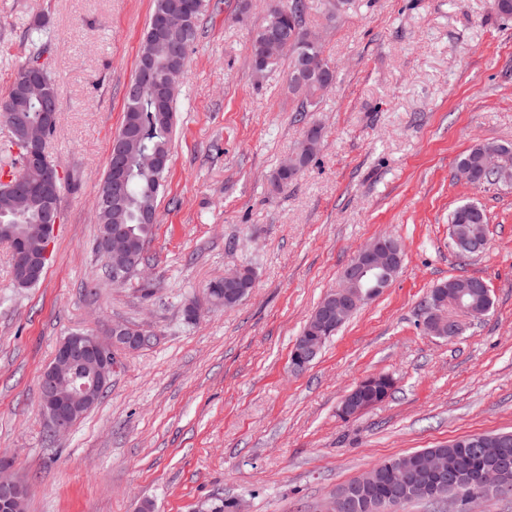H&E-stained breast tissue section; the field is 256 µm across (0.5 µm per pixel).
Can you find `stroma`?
Listing matches in <instances>:
<instances>
[{
    "mask_svg": "<svg viewBox=\"0 0 512 512\" xmlns=\"http://www.w3.org/2000/svg\"><path fill=\"white\" fill-rule=\"evenodd\" d=\"M211 0L177 101L159 222L141 273L115 287L95 251L94 199L124 116L153 0H0V98L45 22L57 123L47 144L64 175L63 222L32 288L12 284L0 241V458L26 487V512H326L376 463L473 433L512 430V185L477 189L458 161L512 143V17L490 0H356L330 24L311 0L336 82L297 120L288 66L256 77L253 31L270 0ZM320 124L322 146L292 184L272 177ZM474 201L488 248L460 259L448 218ZM403 246L390 288L361 307L304 371L290 352L358 247ZM250 267L256 286L213 307L210 284ZM478 277L492 308L454 340L418 307L438 284ZM200 311L190 320L188 305ZM123 324L151 334L115 351L104 394L67 433L40 414L39 378L74 331ZM392 395L344 420V394L369 374Z\"/></svg>",
    "mask_w": 512,
    "mask_h": 512,
    "instance_id": "35a3bbf8",
    "label": "stroma"
}]
</instances>
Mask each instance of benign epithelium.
<instances>
[{
    "mask_svg": "<svg viewBox=\"0 0 512 512\" xmlns=\"http://www.w3.org/2000/svg\"><path fill=\"white\" fill-rule=\"evenodd\" d=\"M31 71L25 92L38 91V99L46 102L45 86L40 79L38 66H29ZM140 74L145 83L154 88L156 95L163 97L177 96L180 87V75L173 71L168 77L156 80L151 58L143 54ZM290 82L300 83L305 89L324 86L329 88L335 83L331 77L322 80V76H310L298 72ZM55 125V114L45 112L40 122L21 128L19 142L22 160L19 170L15 172V182L23 181L34 159L40 158L44 163L40 189L37 198L44 206L46 223L29 225L26 234L15 235L10 224L0 225V237L13 243L15 258L12 279L16 288H25L39 275L40 269L49 257L51 238L61 220L57 200L63 182L57 167L49 161L46 153L47 130ZM321 140L309 137L280 165L284 170H295L308 155L307 148L318 152ZM127 237L119 228H107L98 243V253L103 265L109 266L114 261L121 262V269L134 272L138 266L133 262L127 248ZM395 238L392 236L375 237L361 247L352 257L341 274L340 285L329 294L324 307L314 313L311 320L313 331L319 332L331 321L341 324L349 315L376 295L382 293L394 280V273L402 263ZM485 284L478 280L460 284L448 290V295H435L433 300L424 302L420 317L427 332L434 336H446L455 339L461 332L462 322L458 315L473 320L483 318L490 306L466 302L470 289L483 288ZM150 333L145 330H133L121 324L112 325L106 336L90 332H77L66 336L58 345L53 362L42 373L39 381L41 395L40 412L49 429L57 434L68 432L72 426L92 409L99 401L107 382L112 375V354L116 349L135 351L146 345ZM316 354V347L308 338L301 336L294 344L291 359L292 368L300 371L308 366ZM380 381V376L371 375L358 381L342 398L339 413L347 418L362 414L366 407L363 394L366 389ZM418 467L440 479L448 476L447 457L440 453H430L418 461ZM402 493L399 502L417 495L420 487L413 477V469L405 461L400 466ZM478 484L488 491L490 489L506 490L512 484V476L498 465L485 467ZM21 484L12 475V465L0 463V498L9 501L15 512H23L24 502Z\"/></svg>",
    "mask_w": 512,
    "mask_h": 512,
    "instance_id": "obj_1",
    "label": "benign epithelium"
}]
</instances>
